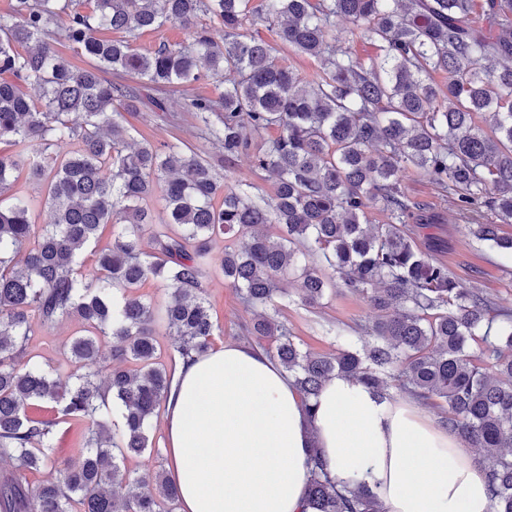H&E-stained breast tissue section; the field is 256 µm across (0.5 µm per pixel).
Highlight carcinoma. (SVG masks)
Wrapping results in <instances>:
<instances>
[{"label": "carcinoma", "mask_w": 512, "mask_h": 512, "mask_svg": "<svg viewBox=\"0 0 512 512\" xmlns=\"http://www.w3.org/2000/svg\"><path fill=\"white\" fill-rule=\"evenodd\" d=\"M339 20L376 59L328 38ZM59 21L87 66L55 49ZM168 23L188 31L187 44L133 46ZM261 27L271 38L254 35ZM285 47L319 61L321 73L308 81L285 67ZM503 59L512 61V0H94L88 12L77 0H14L0 13V145L10 147L0 152V460L12 468L0 512H176L166 472L132 478L124 461L155 452L151 419L177 360L206 353L221 330L205 298L218 236L224 281L253 311L239 332L288 373L307 409L339 374L381 398L392 388L416 397L483 451L492 512H512V307L457 287L417 247L416 230L436 220L402 188L418 171L475 239L512 257L500 231L512 224V66L497 70ZM440 73L443 87L433 82ZM207 75L222 78L211 96L195 92ZM128 76L153 94L142 99ZM173 90L222 148L221 170L178 143L130 135L125 114L166 112ZM271 129L275 137L256 141ZM58 141L73 145L68 156L52 155ZM243 154L273 180V195L228 184ZM20 173L44 194L49 223L36 222L35 198L13 192ZM157 192L159 224L143 206ZM373 205L387 223L370 222ZM106 225L112 240L100 248ZM267 225L274 235L259 232ZM336 274L377 317L360 326L361 346L341 339L315 353L279 318L281 282L300 280L301 303L315 307ZM148 284L166 292L169 366L158 362L152 302L135 293ZM72 317L82 334L63 346L66 367L26 356L34 326ZM108 337L118 343L110 356ZM70 423L84 426L86 453L60 462L56 427ZM308 465L309 512H385L367 483L336 482L317 452ZM41 467L51 478L30 486L26 473Z\"/></svg>", "instance_id": "obj_1"}]
</instances>
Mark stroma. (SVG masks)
Listing matches in <instances>:
<instances>
[{
  "label": "stroma",
  "instance_id": "obj_1",
  "mask_svg": "<svg viewBox=\"0 0 512 512\" xmlns=\"http://www.w3.org/2000/svg\"><path fill=\"white\" fill-rule=\"evenodd\" d=\"M127 121L135 139L144 138L157 145L179 141L212 161L221 156L218 146L206 139L196 115L183 110L180 93H170L167 111L145 110L128 115ZM402 187L411 198L428 203L438 218L432 236L417 234L418 244L432 249L434 257L447 264L459 287L480 289L491 301L512 306V258L469 235L465 225L457 223L450 203L438 197L416 172L407 173ZM224 246V238L213 242L206 280L208 300L224 329L223 335L214 339L218 346L238 341L236 323L251 317L220 272ZM283 315L295 336L311 351L324 353L331 350L336 332L351 333L356 324L374 319L376 312L366 297L339 287L326 295L323 308L311 311L295 301L284 309Z\"/></svg>",
  "mask_w": 512,
  "mask_h": 512
}]
</instances>
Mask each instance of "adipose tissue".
Wrapping results in <instances>:
<instances>
[{"mask_svg": "<svg viewBox=\"0 0 512 512\" xmlns=\"http://www.w3.org/2000/svg\"><path fill=\"white\" fill-rule=\"evenodd\" d=\"M164 443L178 512H303L314 451L385 512H491L484 468L419 403L337 375L309 413L279 365L238 343L177 364Z\"/></svg>", "mask_w": 512, "mask_h": 512, "instance_id": "obj_1", "label": "adipose tissue"}]
</instances>
